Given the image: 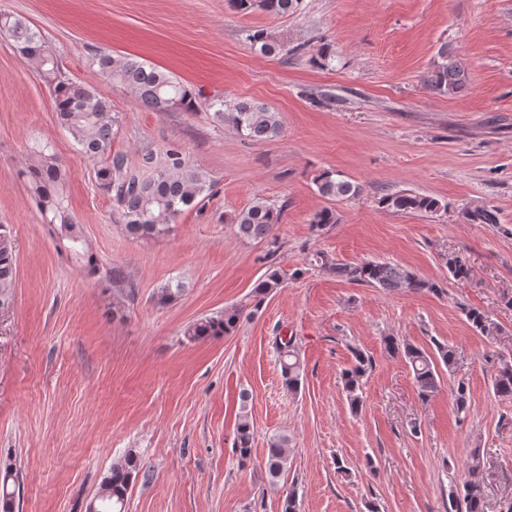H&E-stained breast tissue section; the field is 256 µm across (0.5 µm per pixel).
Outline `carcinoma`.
Masks as SVG:
<instances>
[{
    "mask_svg": "<svg viewBox=\"0 0 512 512\" xmlns=\"http://www.w3.org/2000/svg\"><path fill=\"white\" fill-rule=\"evenodd\" d=\"M238 12L247 14L259 9L269 15L286 16L295 9L297 0H228ZM0 33L9 35L21 48L24 58L45 72L54 83V106L58 121L69 132L82 152L97 161L96 178L101 188L113 194L124 220L127 232L137 238H155L170 230V224L198 197L213 192L214 185L195 169L178 149L167 151L168 164L157 175L141 180L127 173L124 156L112 153L115 117L111 104L92 89L61 78V67L50 46L40 31L25 20L0 10ZM247 40L265 55L291 53L288 43L280 41L263 29L247 34ZM94 63L109 79L130 88L138 101L157 112L173 110H196V96L191 88L175 77L161 72L135 58L115 59L109 54H98ZM427 82L441 93L456 94L465 87V69L448 60V46L438 50V61L427 77ZM214 122L231 126L239 135L252 141H266L278 136L282 130L279 113L258 101H238L231 106L217 100L209 104ZM27 176L33 185L35 200L58 248L73 260L89 277L100 273V261L81 227L67 211L62 192L61 167L58 156L44 146L36 151L28 166ZM314 184L318 193L329 200L341 201L358 197L361 187L335 170H325L317 175ZM379 204L395 213L433 214L448 210V204L420 194L392 193L380 197ZM283 207L263 198L234 217L237 234L243 238L265 240L275 225L281 223ZM470 224H497L498 212L493 208L475 207L463 212ZM337 223L336 213L331 209L316 212L310 219L312 229L320 232ZM448 271L457 280L469 276L470 269L458 254L447 259ZM321 266L328 268L337 278L349 283L369 285L388 291L411 290L436 291L437 285L414 275L407 268L375 260L356 265L329 262L321 259ZM17 270L13 229L9 224H0V306L12 298ZM279 270L270 267L255 285L253 309L259 310L265 299L282 286ZM242 309L228 307L221 312L204 316L186 329L190 341H205L230 335L239 326ZM466 317L473 328L481 334L493 333L488 316L478 310L467 311ZM387 351L400 356L412 367L419 395L427 399L438 391L441 376L439 368L453 370L456 364L454 350L445 343L434 342L435 353L427 351L394 336L385 337ZM284 388L290 393L300 390L304 369L298 350L292 340L280 339L276 344ZM354 364L342 374V388L353 412L362 406V381L371 368V360L362 351L353 353ZM494 394L512 400V362L503 361L493 378ZM246 394H241V406L236 417L234 450L240 466L251 460L254 429L246 405ZM288 435L275 434L270 437L265 468L271 486L290 467ZM141 462L134 453L112 466L103 477L99 490L94 495L95 512H125L128 494ZM484 457L481 449L474 448L468 460L467 477L462 484V502L465 512H485ZM14 479L11 468H4L0 476V508L9 512L13 507L14 492L9 490V481Z\"/></svg>",
    "mask_w": 512,
    "mask_h": 512,
    "instance_id": "cac0c4a2",
    "label": "carcinoma"
}]
</instances>
